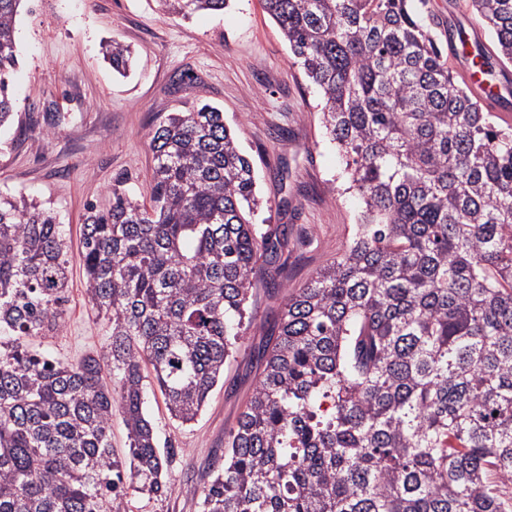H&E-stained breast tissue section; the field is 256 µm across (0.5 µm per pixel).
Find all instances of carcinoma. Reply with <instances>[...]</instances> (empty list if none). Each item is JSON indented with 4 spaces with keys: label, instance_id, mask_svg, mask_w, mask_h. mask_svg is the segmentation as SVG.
<instances>
[{
    "label": "carcinoma",
    "instance_id": "1",
    "mask_svg": "<svg viewBox=\"0 0 512 512\" xmlns=\"http://www.w3.org/2000/svg\"><path fill=\"white\" fill-rule=\"evenodd\" d=\"M22 2L0 0V130L17 116ZM155 2L188 18L230 0ZM262 2L322 94L363 204L355 238L288 288V225L253 223L268 203L224 112H166L148 133L149 202L118 181L109 209L87 208L85 295L111 334L68 363L28 347L65 322L60 218L1 193L0 512H121L131 492L163 493L144 371L194 421L259 279L283 308L201 512H512L488 481L512 479V126L455 79L429 0ZM468 6L511 63L512 0ZM106 58L126 76L129 47ZM128 439L121 412L117 407L112 411V451L117 458L128 460Z\"/></svg>",
    "mask_w": 512,
    "mask_h": 512
}]
</instances>
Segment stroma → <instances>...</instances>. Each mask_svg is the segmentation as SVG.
I'll return each mask as SVG.
<instances>
[{
  "instance_id": "stroma-1",
  "label": "stroma",
  "mask_w": 512,
  "mask_h": 512,
  "mask_svg": "<svg viewBox=\"0 0 512 512\" xmlns=\"http://www.w3.org/2000/svg\"><path fill=\"white\" fill-rule=\"evenodd\" d=\"M20 65L11 91L18 122L0 150V190L50 203L69 245V291L60 335L35 341L68 362L106 346L110 327L88 304L80 236L88 206L105 209L115 180L139 197L151 192L148 132L160 114L199 103L219 107L251 157L267 201L256 223L287 225L288 285L304 286L352 242L357 199L345 193L343 164L321 123V94L291 53L261 0H233L221 13L190 18L158 11L154 0H26L16 20ZM130 45L127 76L104 56L111 41ZM180 83H173V76ZM282 298L257 286L255 326L237 341L197 420L171 418L156 387L147 411L169 454L162 496L131 494L125 512H200L197 491L247 402L255 352Z\"/></svg>"
}]
</instances>
